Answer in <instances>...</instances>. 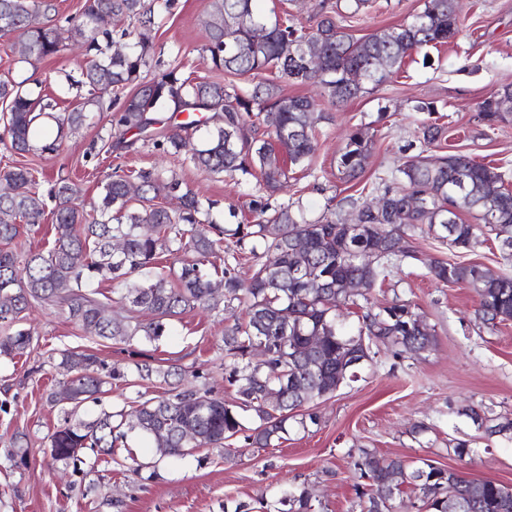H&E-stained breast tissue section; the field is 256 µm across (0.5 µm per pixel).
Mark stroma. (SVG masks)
Here are the masks:
<instances>
[{"label":"stroma","mask_w":512,"mask_h":512,"mask_svg":"<svg viewBox=\"0 0 512 512\" xmlns=\"http://www.w3.org/2000/svg\"><path fill=\"white\" fill-rule=\"evenodd\" d=\"M208 5L209 0H175L172 11L160 15L141 81L180 63L209 76L206 33L199 24ZM422 6L423 0H367L350 18V32L360 38L403 23ZM255 9L268 17L289 14L296 28L309 32L316 26L320 0H256ZM460 14L464 25L453 42L406 57L398 73L371 93L326 106V119L315 125V156L308 167H289L288 187L272 197V204L299 203L311 220L331 199L351 212L371 200L380 179L421 152L419 129L433 121L448 129V152L484 163L512 161V119L491 129L476 118L483 99L512 87V0H463ZM83 61L70 45L57 56L30 63L20 54L17 34L0 36V80L36 78L35 93L54 99L61 112L71 111L86 95L77 84ZM422 102L433 106V113L418 111ZM111 118L109 111L94 112L53 154L21 156L0 147V170L25 165L43 186L69 179L88 200L98 196L115 166L173 171L200 199L220 200L213 212L218 222L248 219L253 177L211 176L143 141L127 152H104ZM362 125L375 131L374 151L363 176L345 183L336 176V158L348 133ZM412 240L422 261L404 263L369 298L377 306L396 297L415 305L435 329L434 347L414 358L383 356L358 381L310 403L318 425L291 430L275 448H253L234 438L222 449L163 458L151 440L133 436L110 456L87 449L80 464L52 462L50 437L63 415L46 396L64 376L62 351L83 350L108 364L128 363L130 356L109 341L85 335L59 309L30 308L21 322L32 334L30 348L15 358L0 357V512H224L229 500L247 505L249 512H272L283 491L299 485L310 489L325 512H357L360 472L354 463L364 449L380 458L425 459L467 479L512 488V441L483 439L459 414L464 406L482 405L512 418V321L494 327L482 323L472 290L434 280L424 265L428 259L474 262L512 276V256L489 232L467 251L451 249L418 228ZM224 326L223 310L197 309L173 321L168 335L143 352L155 364L194 370L188 385L212 389L228 400L234 390L224 381ZM162 392L157 381L120 383L102 406L88 405L83 417L90 420L100 409H118L140 395ZM18 435L28 445L23 461L8 446ZM455 438L471 440L468 455L454 453Z\"/></svg>","instance_id":"stroma-1"}]
</instances>
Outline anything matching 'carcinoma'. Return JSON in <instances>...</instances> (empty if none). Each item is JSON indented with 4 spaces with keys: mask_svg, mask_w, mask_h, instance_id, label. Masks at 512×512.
Returning <instances> with one entry per match:
<instances>
[{
    "mask_svg": "<svg viewBox=\"0 0 512 512\" xmlns=\"http://www.w3.org/2000/svg\"><path fill=\"white\" fill-rule=\"evenodd\" d=\"M255 0H212L203 20L204 52L210 68L236 76L270 71L293 84L319 80L333 104L366 94L395 74L403 59L426 46L444 45L460 32L455 0H424L410 21L356 38L323 12L316 31L307 34L274 16L268 20L254 8ZM174 0H84L81 13L63 16L52 0H0V32L16 33L26 46L25 59L60 54L66 42L83 47L87 62L79 84L87 87L81 108L61 115L54 105L24 88V82L0 81V101L7 117L0 143L21 155L35 149L60 151L67 132L76 130L102 108L111 95L116 143L134 133L167 155L184 157L195 169L256 179L248 209L250 224H218L210 219L213 201L201 200L176 173H130L113 169L102 184L98 201L85 209L75 184L60 179L42 193L31 169L14 166L0 178L11 191L0 194V241L11 244L19 235L17 221L38 224L48 203L54 223V246L47 253L20 254L0 249V356H21L32 337L13 329L23 313L37 303L58 307L88 336L132 347L156 343L170 322L197 308L215 309L233 302L245 306L224 330V379L236 397L226 401L204 388L182 384L185 370L165 371L149 362L105 363L85 351L65 350L62 365L68 378L46 401L61 406L65 425L50 437L54 461H79L78 448L112 453L127 444L128 433L153 440L162 457H180L196 448H222L243 437L246 444L270 448L288 434L289 422L305 405L333 395L355 381L357 373L378 363L380 346L393 354L419 355L432 348L434 333L414 306L394 300L376 307L368 294L409 260L422 261L406 231L425 226L454 249L468 250L486 227L505 244L512 241V191L505 186L509 169L477 162L460 153L417 155L397 167L390 183L375 187L384 201L373 212L372 202L355 207L363 226L355 231L331 206L309 221L292 206H271L270 198L288 184L287 165L310 163L317 150L312 115L315 101L288 96L275 85L253 91L227 88L220 81L186 76L176 66L151 82H139L152 48L155 14L172 8ZM99 15L133 20L134 36L126 52H110L92 25ZM321 43V60L309 70L303 64L307 43ZM224 112L223 125L205 131L200 146L190 135L207 126L203 112ZM265 113L270 139L251 134L253 109ZM478 118L491 127L512 114V88L505 87L477 106ZM187 114L188 121L177 118ZM55 123L56 134L42 120ZM44 141L36 145V135ZM425 148L439 146L444 129L436 123L421 129ZM373 135L354 129L336 169L351 181L365 171ZM138 192L128 194L129 183ZM174 197L170 211L156 203ZM463 210L477 211L482 225L467 224ZM123 249L115 251L112 242ZM177 255L178 267L158 272L163 253ZM254 259L247 279L236 272L239 261ZM429 274L448 284H464L478 300L483 322L512 320V277L495 274L477 263L430 260ZM107 281L126 306L127 315L108 314L94 283ZM359 310V327L345 329L342 308ZM152 318L145 321L141 314ZM167 385L164 395L140 400L93 420L77 418L89 401L97 403L104 387L130 378ZM461 415L477 428L512 440V418L482 406H468ZM192 424L195 436L184 439ZM361 475L373 482L358 490L359 512H512V489L491 480L456 478L443 467L411 466L401 457L379 459L361 451ZM275 512H321V503L306 486L288 489Z\"/></svg>",
    "mask_w": 512,
    "mask_h": 512,
    "instance_id": "obj_1",
    "label": "carcinoma"
}]
</instances>
